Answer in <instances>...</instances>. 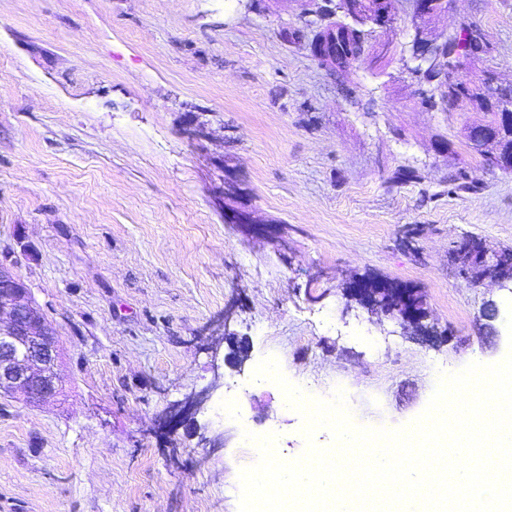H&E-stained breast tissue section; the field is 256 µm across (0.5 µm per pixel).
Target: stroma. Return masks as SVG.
Returning a JSON list of instances; mask_svg holds the SVG:
<instances>
[{
    "label": "stroma",
    "instance_id": "obj_1",
    "mask_svg": "<svg viewBox=\"0 0 512 512\" xmlns=\"http://www.w3.org/2000/svg\"><path fill=\"white\" fill-rule=\"evenodd\" d=\"M322 4L0 0V257L62 348L57 400L0 396V512H239L258 460L239 420L286 456L333 445L254 380L263 358L308 398L342 387L354 424L399 429L439 375L512 351V290L451 256L468 238L512 254V172L465 139L487 113L422 106L400 24L389 62L372 41L330 74L282 37ZM462 19L494 46L466 78L512 85V0H449L433 27ZM359 280L420 296L430 334L347 308ZM217 369L239 420L219 388L170 424ZM208 392L209 390H204L187 396L184 402L171 407L170 417L177 420L191 419L207 401Z\"/></svg>",
    "mask_w": 512,
    "mask_h": 512
}]
</instances>
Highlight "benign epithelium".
<instances>
[{"mask_svg": "<svg viewBox=\"0 0 512 512\" xmlns=\"http://www.w3.org/2000/svg\"><path fill=\"white\" fill-rule=\"evenodd\" d=\"M408 8L400 14L393 0H333V13L342 12L347 26L384 34L397 23L411 33V53L407 71L419 78L437 61L436 49L448 46V35H434L429 22L444 12V0H405ZM312 57L326 64L332 52L325 49L324 40H307ZM495 104L499 120L512 127V101L488 97ZM493 167L512 171V147L497 149L489 156ZM13 261L0 260V394H19L31 403H44L57 397L60 391L57 366L60 346L54 328L43 317L30 288L13 271ZM348 303H355L372 313L401 321L405 327L421 329L422 310L416 296L388 286L378 288L356 285L344 290ZM208 398V391L193 393L184 402L171 407L170 417L191 418Z\"/></svg>", "mask_w": 512, "mask_h": 512, "instance_id": "benign-epithelium-1", "label": "benign epithelium"}]
</instances>
